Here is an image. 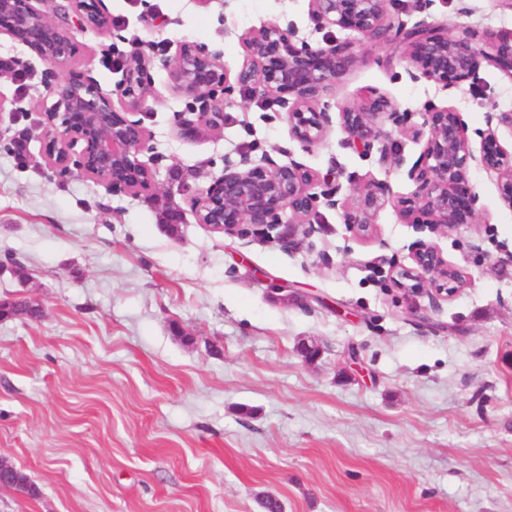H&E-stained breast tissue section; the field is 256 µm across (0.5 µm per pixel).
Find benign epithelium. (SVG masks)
<instances>
[{
  "instance_id": "7a95c632",
  "label": "benign epithelium",
  "mask_w": 512,
  "mask_h": 512,
  "mask_svg": "<svg viewBox=\"0 0 512 512\" xmlns=\"http://www.w3.org/2000/svg\"><path fill=\"white\" fill-rule=\"evenodd\" d=\"M391 0H310V16L319 28L337 27L361 35L372 44L395 43L402 49L407 78H425L445 91L479 87L480 69L488 62L512 76V29L486 34V52L467 27L452 34L440 25H413L390 15ZM95 31L130 46L120 81L106 89L90 74L72 69L77 52L75 33ZM27 47L48 64L45 84L50 103L42 112L44 157L62 175L77 173L99 180L112 192L150 193L165 223L178 224L181 210L170 193L158 190L157 169L141 159L149 133L136 118L152 96L149 68L159 63L170 88L189 100L193 119L178 117V134L194 139L224 127V102L235 89H247L286 113L290 134L302 146L321 141L338 113L346 144L369 156L378 152L382 166L406 167L413 192L393 196L388 185L368 184L354 204L339 182L292 160L280 164L270 156L255 163L249 154L224 160V173L190 198L197 223L214 232L243 237L261 230L285 247L295 237L314 232L311 217L326 207L344 213L349 231L358 238L375 235L374 217L386 204L431 234L471 224L478 215L476 194L468 187L472 163L497 173L505 204L512 208V151L501 143L495 127L512 128V111L486 112L474 154L463 115L451 106L426 102L423 123L410 124L409 110L371 92L350 106L336 103V82L360 61L353 43L333 39L314 46L286 18L241 36L246 60L234 74L224 67L223 53L198 42L152 53L112 27L104 0H0V36ZM390 123L392 129L385 128ZM424 141L417 160L406 165L392 133ZM290 212L294 223L282 225ZM413 266L393 272L396 286L408 294L427 293L431 300L450 298L466 280L465 272L448 264L439 249L423 240L412 255ZM0 485L28 488L16 468L0 460Z\"/></svg>"
}]
</instances>
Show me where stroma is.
<instances>
[{
  "label": "stroma",
  "mask_w": 512,
  "mask_h": 512,
  "mask_svg": "<svg viewBox=\"0 0 512 512\" xmlns=\"http://www.w3.org/2000/svg\"><path fill=\"white\" fill-rule=\"evenodd\" d=\"M127 37L147 47L195 41L244 61L240 37L280 18L317 44L353 41L362 55L333 94L369 90L423 121L426 101L459 109L479 149L488 107L512 110V76L484 65L475 91L409 81L401 53L336 28L318 29L309 0H106ZM393 14L456 29H512L504 0H394ZM74 67L102 86L126 44L77 34ZM24 59L25 81L0 78V301L30 298L36 321L0 319V458L39 494L0 488V512H512V208L498 176L472 165L480 212L432 236L466 282L448 299L411 296L391 280L423 233L393 206L374 237L321 209L292 249L263 235L228 236L185 211L162 227L148 194L111 193L61 175L42 153L44 62L6 36L0 60ZM141 119L145 157L174 204L208 186L225 159L297 160L414 189L345 143L339 126L309 148L285 113L248 90L224 106V130L180 137L188 101L152 72ZM193 336L186 345L177 331ZM320 354L307 360L301 348Z\"/></svg>",
  "instance_id": "obj_1"
}]
</instances>
